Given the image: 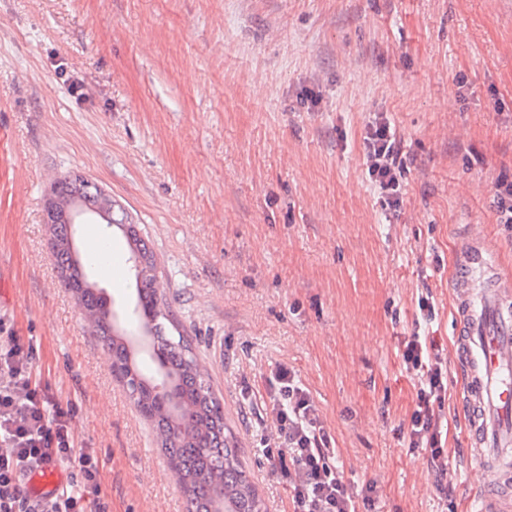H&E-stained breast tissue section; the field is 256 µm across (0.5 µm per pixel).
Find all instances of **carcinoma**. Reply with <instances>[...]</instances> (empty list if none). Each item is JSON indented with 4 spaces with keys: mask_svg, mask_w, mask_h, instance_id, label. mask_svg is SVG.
Returning <instances> with one entry per match:
<instances>
[{
    "mask_svg": "<svg viewBox=\"0 0 512 512\" xmlns=\"http://www.w3.org/2000/svg\"><path fill=\"white\" fill-rule=\"evenodd\" d=\"M65 197L78 196L88 210L103 200L99 186L86 178L64 179L56 187ZM106 223L125 237L139 269L130 271L137 289L132 325L113 323L101 289L86 278L93 260L71 250L68 226L56 224L50 238L65 285L81 303L88 327L105 346L112 373L126 388L140 414L149 420L168 466L184 496V512H264V504L244 470L236 436L224 423V407L183 334L170 331L174 319L158 295L153 252L138 225L110 205Z\"/></svg>",
    "mask_w": 512,
    "mask_h": 512,
    "instance_id": "carcinoma-1",
    "label": "carcinoma"
}]
</instances>
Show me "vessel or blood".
Wrapping results in <instances>:
<instances>
[{
	"instance_id": "1",
	"label": "vessel or blood",
	"mask_w": 512,
	"mask_h": 512,
	"mask_svg": "<svg viewBox=\"0 0 512 512\" xmlns=\"http://www.w3.org/2000/svg\"><path fill=\"white\" fill-rule=\"evenodd\" d=\"M488 240L462 239L451 283L457 387L469 412L465 444L480 463V512H512V271L490 260ZM58 469L45 464L30 481L52 493Z\"/></svg>"
}]
</instances>
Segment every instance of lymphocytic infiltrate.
Masks as SVG:
<instances>
[{"label":"lymphocytic infiltrate","instance_id":"obj_1","mask_svg":"<svg viewBox=\"0 0 512 512\" xmlns=\"http://www.w3.org/2000/svg\"><path fill=\"white\" fill-rule=\"evenodd\" d=\"M366 169L384 202L397 204L402 190L401 142L386 113L367 122L363 136ZM31 348L16 337L0 344V512H102L100 470L93 449L73 445L71 413L53 404L30 383ZM403 360L417 378V408L412 414L411 447L424 448L436 479L448 474V450L442 441V417L436 406L448 391L443 350L433 337L414 334ZM270 415L276 444L271 461H290L295 477L288 484L293 512H370L373 485L353 490L342 471L327 460L332 453L313 402L288 365L270 378ZM71 465L72 481L53 496L31 495L25 478L45 460Z\"/></svg>","mask_w":512,"mask_h":512}]
</instances>
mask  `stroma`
I'll list each match as a JSON object with an SVG mask.
<instances>
[{"instance_id": "obj_1", "label": "stroma", "mask_w": 512, "mask_h": 512, "mask_svg": "<svg viewBox=\"0 0 512 512\" xmlns=\"http://www.w3.org/2000/svg\"><path fill=\"white\" fill-rule=\"evenodd\" d=\"M384 112L403 193L383 206L363 133ZM116 200L159 294L206 367L267 512H292L263 452L267 379L293 367L353 489L376 512H466L450 283L467 225L512 270L493 203L512 181V0H0V334L34 347L31 384L71 409L111 512H183L152 427L65 288L43 222L53 179ZM108 301L135 295L121 235L101 233ZM429 297L449 359L451 492L409 445L405 341Z\"/></svg>"}]
</instances>
